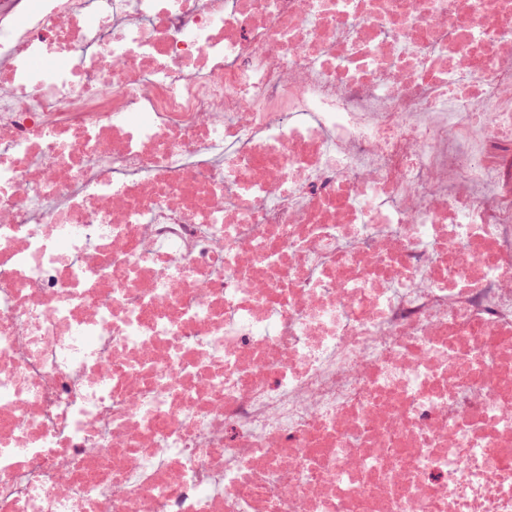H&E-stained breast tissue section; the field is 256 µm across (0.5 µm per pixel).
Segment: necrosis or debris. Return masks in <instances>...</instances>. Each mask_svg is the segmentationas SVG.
I'll return each instance as SVG.
<instances>
[{
  "instance_id": "4bbe7bcc",
  "label": "necrosis or debris",
  "mask_w": 512,
  "mask_h": 512,
  "mask_svg": "<svg viewBox=\"0 0 512 512\" xmlns=\"http://www.w3.org/2000/svg\"><path fill=\"white\" fill-rule=\"evenodd\" d=\"M0 512H512V0H0Z\"/></svg>"
}]
</instances>
